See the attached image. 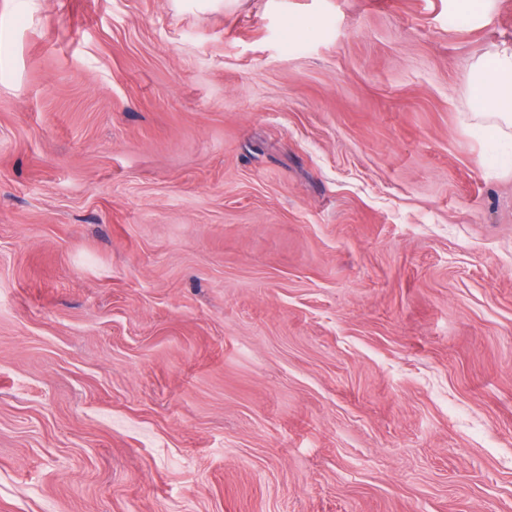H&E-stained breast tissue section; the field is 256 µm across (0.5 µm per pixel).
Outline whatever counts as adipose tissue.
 Wrapping results in <instances>:
<instances>
[{
    "label": "adipose tissue",
    "mask_w": 512,
    "mask_h": 512,
    "mask_svg": "<svg viewBox=\"0 0 512 512\" xmlns=\"http://www.w3.org/2000/svg\"><path fill=\"white\" fill-rule=\"evenodd\" d=\"M472 95L479 105L476 127L488 138L512 134V42H503L490 61L479 62L473 73Z\"/></svg>",
    "instance_id": "obj_1"
}]
</instances>
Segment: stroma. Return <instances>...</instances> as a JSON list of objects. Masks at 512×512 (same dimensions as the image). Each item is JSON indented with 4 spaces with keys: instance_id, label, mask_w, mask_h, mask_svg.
Here are the masks:
<instances>
[{
    "instance_id": "obj_1",
    "label": "stroma",
    "mask_w": 512,
    "mask_h": 512,
    "mask_svg": "<svg viewBox=\"0 0 512 512\" xmlns=\"http://www.w3.org/2000/svg\"><path fill=\"white\" fill-rule=\"evenodd\" d=\"M512 0H0V512H512ZM472 95L479 103L475 126L490 139L511 138L512 42L505 41L489 62H479L473 73Z\"/></svg>"
}]
</instances>
